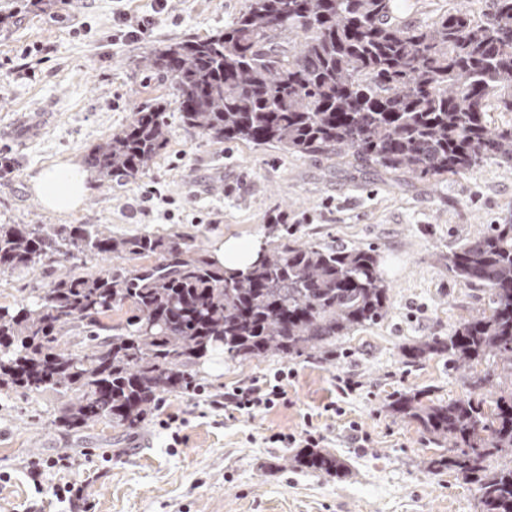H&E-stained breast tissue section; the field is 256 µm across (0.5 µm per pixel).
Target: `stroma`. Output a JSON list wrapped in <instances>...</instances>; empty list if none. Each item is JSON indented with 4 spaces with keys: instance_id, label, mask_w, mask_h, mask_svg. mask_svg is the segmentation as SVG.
Masks as SVG:
<instances>
[{
    "instance_id": "1",
    "label": "stroma",
    "mask_w": 512,
    "mask_h": 512,
    "mask_svg": "<svg viewBox=\"0 0 512 512\" xmlns=\"http://www.w3.org/2000/svg\"><path fill=\"white\" fill-rule=\"evenodd\" d=\"M399 21L419 23L463 7L481 19L488 0H394ZM0 224H102L113 234L179 231L211 248L218 236L267 232L266 217L282 213L289 234L322 244L372 245L390 285L381 322L339 337L326 356L267 355L244 362L215 349L196 366L190 392L162 395L135 431L109 423L72 430L60 419L67 400L47 390L0 389V512H479L475 485L451 471L428 468L441 454L421 426L392 417L399 393L449 402L469 392L468 380L488 370H463L447 355L413 362L406 347L448 336L486 309L481 289L456 279L441 260L489 225L512 221V164L489 160L462 176L421 181L394 177L319 154L285 153L200 135L177 122L176 95L151 79L141 60L149 49L223 30L248 0H0ZM154 16L140 39L124 38V20ZM32 64L35 75L20 76ZM162 104L172 135L143 176L110 186L93 182L82 207L47 210L30 180L58 159L86 158L138 109ZM49 113L36 137L21 120ZM54 267L0 274V306H15L43 287ZM283 368L294 376L287 400L268 410L225 412L224 393ZM357 388L341 394L337 378ZM171 428H162L164 420ZM370 438L357 447L352 426ZM314 429L325 452L343 463L341 476L295 467L292 448L270 443L275 433ZM68 453L82 468L49 470L40 486L30 460ZM84 483L83 498L53 494Z\"/></svg>"
}]
</instances>
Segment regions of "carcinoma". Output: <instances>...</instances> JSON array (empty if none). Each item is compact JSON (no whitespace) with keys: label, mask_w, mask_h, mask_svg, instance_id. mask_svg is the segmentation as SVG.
<instances>
[{"label":"carcinoma","mask_w":512,"mask_h":512,"mask_svg":"<svg viewBox=\"0 0 512 512\" xmlns=\"http://www.w3.org/2000/svg\"><path fill=\"white\" fill-rule=\"evenodd\" d=\"M393 0H249L229 26L149 50L145 66L178 91L183 126L284 152L352 156L387 173L430 180L462 176L488 159L512 163V0H490L485 19L449 11L431 23L396 20ZM294 34L299 42H284ZM171 134L149 106L88 155L110 185L149 172ZM267 224L275 246L246 271L216 265L192 235L115 237L99 224H0V273L54 257L71 267L14 307H0V388L54 390L61 423L79 430L107 420L137 428L163 393L196 387L193 366L215 348L231 360L327 352L338 336L383 319L389 288L374 250L300 243ZM112 263L81 273L87 261ZM460 281L490 293L489 311L446 338L413 345L415 361L448 354L461 367L495 364L474 380L512 379V223L444 256ZM127 310L124 321L112 313ZM86 328L76 353L64 336ZM416 421L447 454L429 461L476 486L481 512H512V390L495 407L466 396L426 404L417 394L387 403ZM302 470L339 472L329 453L302 448Z\"/></svg>","instance_id":"cac0c4a2"}]
</instances>
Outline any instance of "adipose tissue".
I'll return each mask as SVG.
<instances>
[{
	"mask_svg": "<svg viewBox=\"0 0 512 512\" xmlns=\"http://www.w3.org/2000/svg\"><path fill=\"white\" fill-rule=\"evenodd\" d=\"M93 175L79 158L70 157L42 169L31 179V186L48 209L68 214L78 211ZM262 236H223L214 240L210 256L227 269L246 270L263 253Z\"/></svg>",
	"mask_w": 512,
	"mask_h": 512,
	"instance_id": "adipose-tissue-1",
	"label": "adipose tissue"
}]
</instances>
